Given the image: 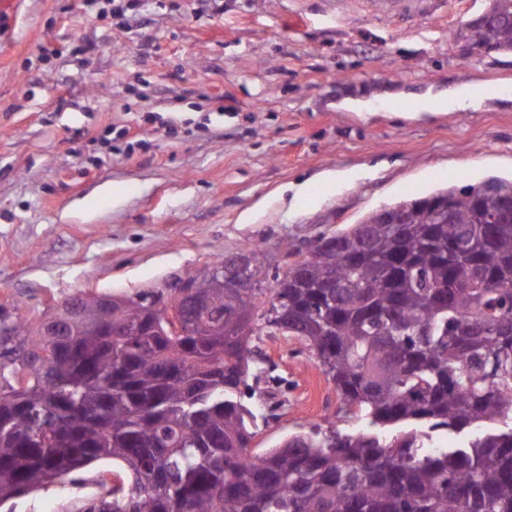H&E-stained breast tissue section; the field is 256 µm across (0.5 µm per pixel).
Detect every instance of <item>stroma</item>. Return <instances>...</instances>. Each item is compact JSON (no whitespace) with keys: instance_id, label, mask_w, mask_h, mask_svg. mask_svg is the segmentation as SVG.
<instances>
[{"instance_id":"stroma-1","label":"stroma","mask_w":512,"mask_h":512,"mask_svg":"<svg viewBox=\"0 0 512 512\" xmlns=\"http://www.w3.org/2000/svg\"><path fill=\"white\" fill-rule=\"evenodd\" d=\"M126 2L0 12L5 323L151 291L254 243L276 260L400 199L512 178V52L471 54L459 36L489 0H141L135 16ZM465 84L499 93L411 118L350 107ZM259 347L254 454L357 429L303 342ZM114 477L97 464L11 510L86 512Z\"/></svg>"}]
</instances>
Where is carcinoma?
<instances>
[{
    "label": "carcinoma",
    "instance_id": "1",
    "mask_svg": "<svg viewBox=\"0 0 512 512\" xmlns=\"http://www.w3.org/2000/svg\"><path fill=\"white\" fill-rule=\"evenodd\" d=\"M511 6L462 35L512 51ZM450 218L407 197L404 223L352 224L270 257L248 245L253 288L195 273L197 328L156 336L153 292L76 298L79 319L46 336L0 335V506L95 463L123 473L86 512H512V222L486 224L476 188L448 187ZM137 336H123L127 327ZM316 355L340 409L367 429L293 433L251 454L258 415L241 387L262 336ZM471 428L430 449V432Z\"/></svg>",
    "mask_w": 512,
    "mask_h": 512
}]
</instances>
